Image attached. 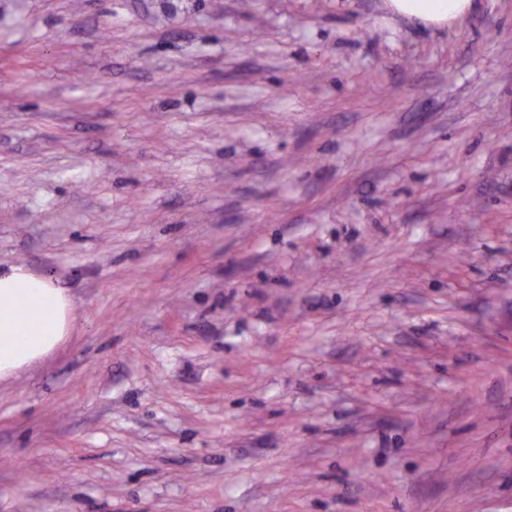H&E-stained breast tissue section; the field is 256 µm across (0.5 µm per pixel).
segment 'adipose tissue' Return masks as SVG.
<instances>
[{"mask_svg":"<svg viewBox=\"0 0 512 512\" xmlns=\"http://www.w3.org/2000/svg\"><path fill=\"white\" fill-rule=\"evenodd\" d=\"M393 14L435 27L468 15L473 0H387ZM70 295L52 277L20 265L0 268V380L52 355L71 334Z\"/></svg>","mask_w":512,"mask_h":512,"instance_id":"ef3b65f1","label":"adipose tissue"}]
</instances>
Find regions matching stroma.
<instances>
[{
    "label": "stroma",
    "instance_id": "1",
    "mask_svg": "<svg viewBox=\"0 0 512 512\" xmlns=\"http://www.w3.org/2000/svg\"><path fill=\"white\" fill-rule=\"evenodd\" d=\"M0 512H512V0H0ZM474 0H387V9L395 15L425 25L445 27L468 15ZM73 317L70 295L52 277L20 265L0 268V380L65 344Z\"/></svg>",
    "mask_w": 512,
    "mask_h": 512
}]
</instances>
